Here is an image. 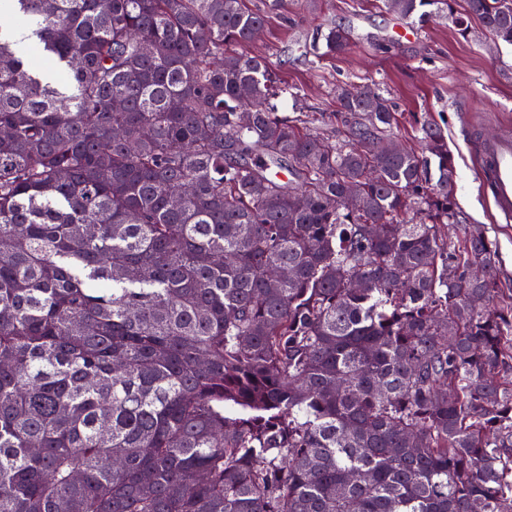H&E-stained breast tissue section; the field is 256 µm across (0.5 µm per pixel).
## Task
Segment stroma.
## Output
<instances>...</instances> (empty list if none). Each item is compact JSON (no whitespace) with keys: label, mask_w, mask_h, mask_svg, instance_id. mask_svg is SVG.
Masks as SVG:
<instances>
[{"label":"stroma","mask_w":512,"mask_h":512,"mask_svg":"<svg viewBox=\"0 0 512 512\" xmlns=\"http://www.w3.org/2000/svg\"><path fill=\"white\" fill-rule=\"evenodd\" d=\"M268 10L261 38L249 54L267 56L281 86L301 97L304 114L334 132L335 89L344 82L371 85L406 114L431 113L455 156L457 199L468 223L483 226L502 259V279L512 283V223L496 213L478 176L472 140L512 129V46L491 47L488 34L474 27L470 37L437 16L420 24L392 11L386 0H247ZM328 24L344 27L352 49L316 59L313 44ZM409 28V38H399Z\"/></svg>","instance_id":"1"}]
</instances>
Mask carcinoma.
<instances>
[{
    "label": "carcinoma",
    "mask_w": 512,
    "mask_h": 512,
    "mask_svg": "<svg viewBox=\"0 0 512 512\" xmlns=\"http://www.w3.org/2000/svg\"><path fill=\"white\" fill-rule=\"evenodd\" d=\"M0 12V512H512V288L431 114L281 112L246 0Z\"/></svg>",
    "instance_id": "carcinoma-1"
}]
</instances>
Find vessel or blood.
Masks as SVG:
<instances>
[{"mask_svg":"<svg viewBox=\"0 0 512 512\" xmlns=\"http://www.w3.org/2000/svg\"><path fill=\"white\" fill-rule=\"evenodd\" d=\"M475 155L483 179L488 180L487 193L504 221H512V134L504 133L479 140Z\"/></svg>","mask_w":512,"mask_h":512,"instance_id":"obj_1","label":"vessel or blood"}]
</instances>
